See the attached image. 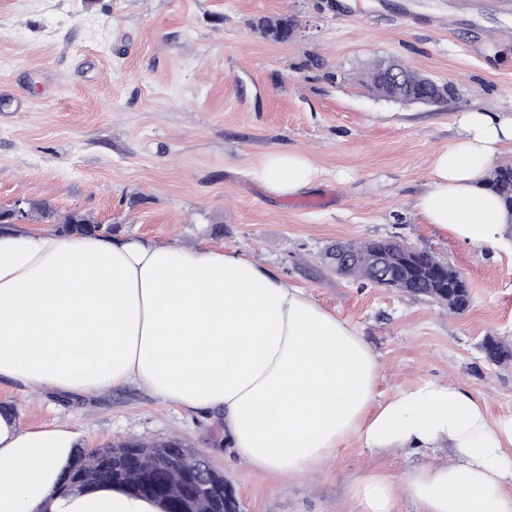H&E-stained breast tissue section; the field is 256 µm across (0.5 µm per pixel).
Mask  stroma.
<instances>
[{"mask_svg": "<svg viewBox=\"0 0 512 512\" xmlns=\"http://www.w3.org/2000/svg\"><path fill=\"white\" fill-rule=\"evenodd\" d=\"M284 13L297 33L265 39L257 21ZM382 57L454 83L455 98L374 95L357 78ZM466 110L512 115V7L501 0H0V207L47 202L124 237L249 254L361 331L382 396L456 382L497 418L512 416V362L491 364L481 343H512V237L474 246L413 207ZM278 147L311 159L310 191L277 197L251 179ZM385 238L458 268L470 310L454 317L348 283L319 259L337 241ZM0 405L25 428L69 426L87 450L180 436L234 486L242 512H359L351 488L366 470L396 480L448 458L352 441L320 474L288 480L240 461L220 420L140 386L34 394L1 380Z\"/></svg>", "mask_w": 512, "mask_h": 512, "instance_id": "1", "label": "stroma"}]
</instances>
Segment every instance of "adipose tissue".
<instances>
[{
  "label": "adipose tissue",
  "mask_w": 512,
  "mask_h": 512,
  "mask_svg": "<svg viewBox=\"0 0 512 512\" xmlns=\"http://www.w3.org/2000/svg\"><path fill=\"white\" fill-rule=\"evenodd\" d=\"M512 144V116L460 113L453 147L432 163L414 206L439 232L494 245L505 213L482 187ZM255 182L279 197L313 186L303 153L274 149ZM376 353L349 321L253 258L45 230L0 232V380L87 394L145 387L212 414L236 454L289 479L313 476L349 441L371 453L447 444L395 483L370 470L360 512H395L406 490L422 512H512V417L491 418L462 386L422 383L379 398ZM75 434L22 428L0 411V512H161L104 484L57 495Z\"/></svg>",
  "instance_id": "ef3b65f1"
}]
</instances>
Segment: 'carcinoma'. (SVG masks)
I'll return each mask as SVG.
<instances>
[{
	"label": "carcinoma",
	"instance_id": "cac0c4a2",
	"mask_svg": "<svg viewBox=\"0 0 512 512\" xmlns=\"http://www.w3.org/2000/svg\"><path fill=\"white\" fill-rule=\"evenodd\" d=\"M297 27L298 21L288 14L260 22L263 36L278 42L288 40ZM401 68L402 83L398 91L389 84L382 60L370 67L362 85L379 96L405 105L415 103L424 94L437 104L455 97L456 89L452 84L434 83L404 63ZM485 187L500 199L507 223L511 224L512 163L495 166L485 179ZM35 219L59 224L67 235L73 232L72 222L82 219L87 226L80 228V234L98 232L85 214L73 211L61 214L49 203L35 208L29 220ZM327 267L360 285L371 284L430 300L453 315L465 314L471 305L469 283L459 269L433 251L403 242L386 239L337 241L333 245L332 262ZM482 349L486 358L495 364L512 361V347L494 337H486ZM130 448H149L155 451L154 458L147 463L145 456L128 452ZM202 457L203 454L185 448L178 437L152 443L132 440L114 447L105 446L97 454L78 448L68 470L79 481V485L74 487L76 491L111 484L133 493L147 486L149 493L143 494L144 498L161 503L166 512H181L188 502L197 498L193 472L188 463L194 464ZM224 483V474L213 471L210 479L212 490L203 503L204 512H224Z\"/></svg>",
	"mask_w": 512,
	"mask_h": 512
}]
</instances>
